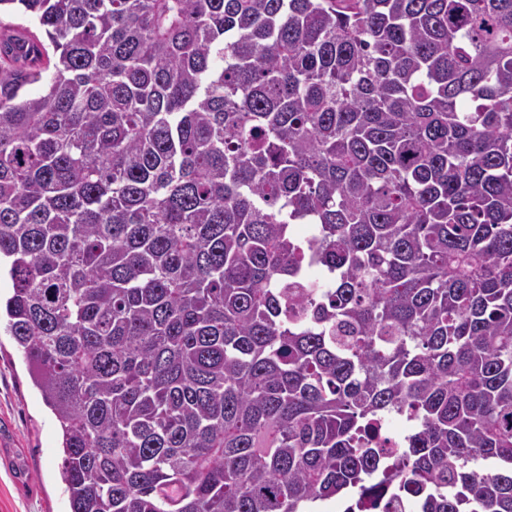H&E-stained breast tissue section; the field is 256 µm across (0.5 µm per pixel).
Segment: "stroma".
Masks as SVG:
<instances>
[{
  "mask_svg": "<svg viewBox=\"0 0 512 512\" xmlns=\"http://www.w3.org/2000/svg\"><path fill=\"white\" fill-rule=\"evenodd\" d=\"M18 452L27 464L24 478L11 467ZM60 464L59 424L0 328V512H69Z\"/></svg>",
  "mask_w": 512,
  "mask_h": 512,
  "instance_id": "obj_1",
  "label": "stroma"
}]
</instances>
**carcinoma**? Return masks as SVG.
<instances>
[{
	"instance_id": "1",
	"label": "carcinoma",
	"mask_w": 512,
	"mask_h": 512,
	"mask_svg": "<svg viewBox=\"0 0 512 512\" xmlns=\"http://www.w3.org/2000/svg\"><path fill=\"white\" fill-rule=\"evenodd\" d=\"M2 12L0 320L70 512H512V0Z\"/></svg>"
}]
</instances>
